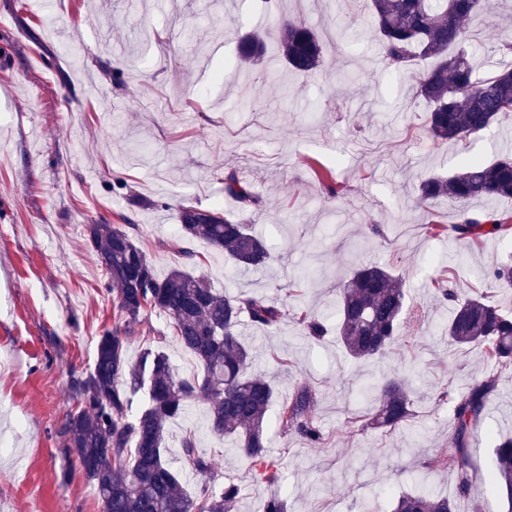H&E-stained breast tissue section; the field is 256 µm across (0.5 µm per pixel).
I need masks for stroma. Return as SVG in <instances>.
<instances>
[{
    "mask_svg": "<svg viewBox=\"0 0 512 512\" xmlns=\"http://www.w3.org/2000/svg\"><path fill=\"white\" fill-rule=\"evenodd\" d=\"M30 2L0 0V436L9 441L0 512H100L63 432L72 378L89 370L99 336L118 322L86 225H138L166 275L185 264L168 247L179 205L232 208L230 166L264 200L246 218L271 259L243 275L223 251L194 243V272L212 287L283 303L296 284L306 308L332 317L352 270L379 263L409 292L401 332L412 346L381 362L350 359L332 333L308 341L292 322L242 325L252 372L279 396L304 381L317 398L320 447L269 427L288 512L387 507L421 487L454 494L453 472L425 467L453 446L452 416L435 398L490 370L449 341L452 304L424 283L443 264L449 288L473 295V271L512 245L489 238L468 252L454 235L430 238L428 220L457 223L461 208L440 199L418 209L413 186L472 158L499 159L512 114L482 136L433 145L407 81L380 62L364 0H283L284 13L303 15L325 45L324 65L311 74L238 63L239 38L267 23L255 0H50L45 13ZM495 3L492 19L467 25L482 69L496 64L497 42L512 40V0ZM316 163L348 184L344 197L325 193ZM396 375L417 394L414 418L393 432L360 429L353 419L368 382ZM481 427L473 448L483 467L488 431L512 432V376L498 378ZM188 431L214 457L219 481L240 486L237 512H263L269 488L232 440L211 434L203 401L171 423V460Z\"/></svg>",
    "mask_w": 512,
    "mask_h": 512,
    "instance_id": "stroma-1",
    "label": "stroma"
}]
</instances>
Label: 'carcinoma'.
Masks as SVG:
<instances>
[{
    "mask_svg": "<svg viewBox=\"0 0 512 512\" xmlns=\"http://www.w3.org/2000/svg\"><path fill=\"white\" fill-rule=\"evenodd\" d=\"M369 26L384 52V66L408 79L412 99L426 104L423 131L436 145L459 142L482 134L500 117L512 112V64L484 75L477 73L472 53L465 46L464 23L493 13L492 0H369ZM278 46L288 68L298 73L318 70L324 58L320 38L300 17L282 21ZM267 43L260 31L243 37L240 62L265 58ZM433 61L423 71L412 68L418 58ZM224 195L237 203V211L202 208L189 201L179 209L174 246L192 262L191 248L203 241L219 248L243 271L267 265L266 241L245 223L241 214L259 210L263 199L239 173L224 171ZM462 206L475 199L512 198V157L492 164L470 160L445 176L430 173L417 185L415 204L420 208L439 198ZM428 233L441 236L451 230L469 246L487 235L512 240V214L463 212L452 226L427 225ZM86 237L105 272L106 288L118 315V325L99 336L93 368L72 380V403L65 414L66 447L78 458L86 479L96 488L101 512H232L240 496L233 482L216 490L213 459L198 450L194 434L179 441L181 457L195 474L206 477L189 492L166 457L170 423L185 413L199 396L207 404L208 427L219 438L233 437L237 450L251 464L256 481L271 494L263 512H287L280 494L281 463L268 453L265 417L275 401V390L263 376L248 373L253 351L240 340L243 319L264 329L279 328L287 311L262 293L227 296L184 269L173 268L159 276L139 243L136 224L86 225ZM483 284L512 288V257L492 263L479 273ZM426 287L442 299L455 301L448 320V337L477 351L493 374L512 375V314L492 303L484 293L458 299L448 280L437 273ZM406 294L397 278L384 267L360 266L339 292L336 334L349 357L381 359L400 337ZM168 317L174 342L190 352L201 374L177 375L171 357L159 341L148 344L136 360L127 356L134 335L141 332L149 314ZM296 322L314 341L327 333L324 321L297 307ZM147 388L148 402L132 411L133 395ZM494 383L481 381L464 391L443 389L437 395L448 405L455 421L454 448L436 456L431 466L452 469L457 493L464 494L477 473L472 444L486 415ZM372 408L366 426L392 431L407 424L414 398L405 379L385 378L366 390ZM316 397L301 383L283 401L278 421L283 433H295L317 447L323 435L314 422ZM494 456L484 477L500 489L495 512H512V438L489 434ZM391 512H455L452 499L428 490L398 497Z\"/></svg>",
    "mask_w": 512,
    "mask_h": 512,
    "instance_id": "cac0c4a2",
    "label": "carcinoma"
}]
</instances>
